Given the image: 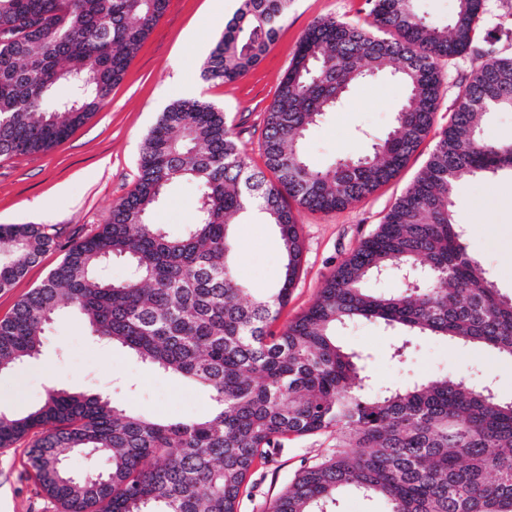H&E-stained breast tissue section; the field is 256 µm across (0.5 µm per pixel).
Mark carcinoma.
I'll list each match as a JSON object with an SVG mask.
<instances>
[{
  "label": "carcinoma",
  "instance_id": "cac0c4a2",
  "mask_svg": "<svg viewBox=\"0 0 512 512\" xmlns=\"http://www.w3.org/2000/svg\"><path fill=\"white\" fill-rule=\"evenodd\" d=\"M292 0H241L202 76L233 82L258 63ZM357 22L314 20L265 119V170L249 165L224 110L178 100L150 129L138 179L106 223L73 244L47 278L0 320V373L37 357L63 310L142 363L207 389L213 411L191 422L130 415L100 394L53 389L22 417L0 415V447L40 430L28 460L57 512H238L257 461L290 437L326 433L335 445L299 471L270 512H336L354 489L389 512H512V400L492 385L437 377L368 393L361 357L338 327L375 320L406 336H444L512 361V297L499 293L455 220L466 177L512 171V138L482 131L512 111V55L482 50L433 153L381 224L326 280L315 301L272 326L299 277L303 243L288 200L313 212L345 209L391 181L430 133L441 63L479 42L483 0H456L450 23L414 0H366ZM168 0H0V157L45 152L103 107ZM389 72L403 87L392 129L371 151L313 166L306 132L358 82ZM65 97L55 96L58 87ZM271 173L269 179L266 173ZM198 190L197 217L179 234L150 221L167 190ZM255 213L278 228L279 287L247 293L236 278L232 227ZM55 245L53 228L0 224V290ZM122 258L120 280L100 274ZM416 269L418 288L368 280ZM76 452L103 469L74 476Z\"/></svg>",
  "mask_w": 512,
  "mask_h": 512
}]
</instances>
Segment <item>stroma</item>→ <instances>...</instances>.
Segmentation results:
<instances>
[{
  "label": "stroma",
  "instance_id": "1",
  "mask_svg": "<svg viewBox=\"0 0 512 512\" xmlns=\"http://www.w3.org/2000/svg\"><path fill=\"white\" fill-rule=\"evenodd\" d=\"M365 10V0H293L287 21L260 62L236 81L218 84L202 76L203 64L224 31L223 21L212 14L211 0H169L107 104L46 153L0 158V224L48 225L57 233L56 246L11 288L0 290V320L42 283L74 242L105 223L113 203L133 189L144 139L166 107L181 99L222 106L251 164L263 167L264 120L302 34L315 19L355 21ZM479 29L498 53L512 54V0H486ZM477 63L470 53L444 61L436 128L447 126L455 99ZM400 95V86L385 74L353 88L346 105L308 133L304 148L310 163L327 167L369 150L390 129ZM434 144V137H427L395 180L352 207L329 214L295 209L303 256L281 322L306 310L336 268L381 224L425 166ZM195 196L193 183L172 186L153 215L154 223L180 232L194 220ZM456 221L463 227L469 253L484 265L500 292L512 296V173L461 181ZM234 244L236 274L244 285L262 291L278 286L283 258L274 225L244 216L235 227ZM337 340L362 355L373 390L448 376L475 386L492 382L502 399H512V363L490 349L442 337L414 339L401 364L391 357L398 336L370 321L345 325ZM54 387L99 393L119 407L166 421L200 419L211 409L202 386L146 366L127 349L91 336L71 316L47 329L37 359L0 374V412L26 413L42 404ZM332 445L325 435L290 438L269 463L253 468L240 497V512H269L294 475ZM28 446L24 438L0 448V512H55L35 482Z\"/></svg>",
  "mask_w": 512,
  "mask_h": 512
}]
</instances>
